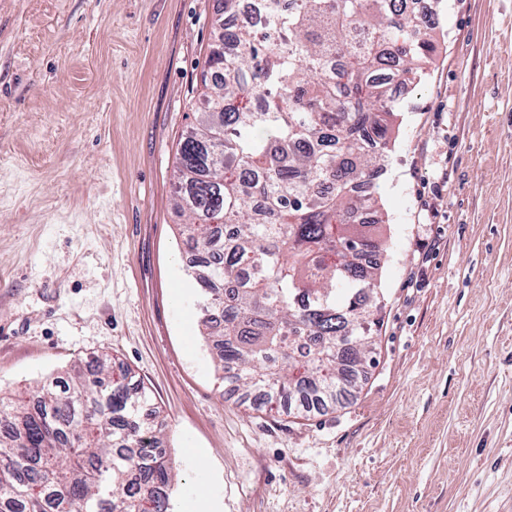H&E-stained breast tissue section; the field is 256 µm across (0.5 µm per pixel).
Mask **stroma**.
<instances>
[{"instance_id":"35a3bbf8","label":"stroma","mask_w":512,"mask_h":512,"mask_svg":"<svg viewBox=\"0 0 512 512\" xmlns=\"http://www.w3.org/2000/svg\"><path fill=\"white\" fill-rule=\"evenodd\" d=\"M382 182L375 350L326 412L200 336L174 207L215 0H0V392L107 353L160 411L175 512H512V0H425Z\"/></svg>"}]
</instances>
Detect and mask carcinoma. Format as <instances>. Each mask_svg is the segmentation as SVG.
Masks as SVG:
<instances>
[{"label": "carcinoma", "mask_w": 512, "mask_h": 512, "mask_svg": "<svg viewBox=\"0 0 512 512\" xmlns=\"http://www.w3.org/2000/svg\"><path fill=\"white\" fill-rule=\"evenodd\" d=\"M248 12L210 45L200 119L181 135L176 207L200 332L222 376L318 410L370 360L384 223L377 201L401 99L435 52L405 0H224ZM112 357L0 394V512H172L163 435Z\"/></svg>", "instance_id": "obj_1"}]
</instances>
